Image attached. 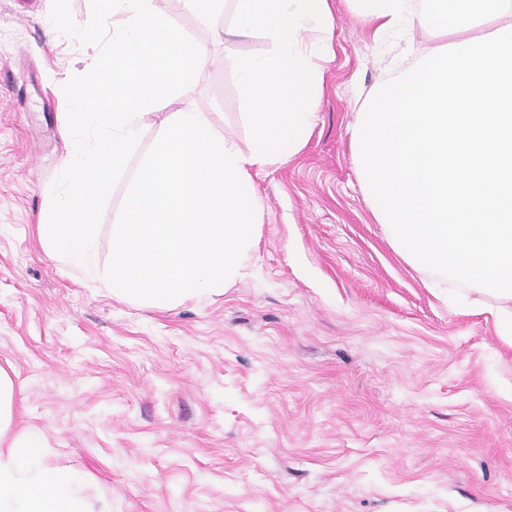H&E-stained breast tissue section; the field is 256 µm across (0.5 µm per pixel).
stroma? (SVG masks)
Listing matches in <instances>:
<instances>
[{"mask_svg": "<svg viewBox=\"0 0 512 512\" xmlns=\"http://www.w3.org/2000/svg\"><path fill=\"white\" fill-rule=\"evenodd\" d=\"M207 53L192 84L146 116L95 240L115 224L165 112L191 106L248 148L226 35L236 12L155 0ZM52 0H0V365L13 434L82 475L110 512H512V339L391 248L356 175L360 91L433 49L421 27L374 41L333 0L335 58L312 136L255 177L248 274L168 310L113 298L50 259L37 226L67 157L63 85L98 49L58 34Z\"/></svg>", "mask_w": 512, "mask_h": 512, "instance_id": "stroma-1", "label": "stroma"}]
</instances>
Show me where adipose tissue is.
<instances>
[{"instance_id":"adipose-tissue-1","label":"adipose tissue","mask_w":512,"mask_h":512,"mask_svg":"<svg viewBox=\"0 0 512 512\" xmlns=\"http://www.w3.org/2000/svg\"><path fill=\"white\" fill-rule=\"evenodd\" d=\"M13 381L0 367V512H109L94 508L81 477L44 462L34 432L10 436Z\"/></svg>"}]
</instances>
